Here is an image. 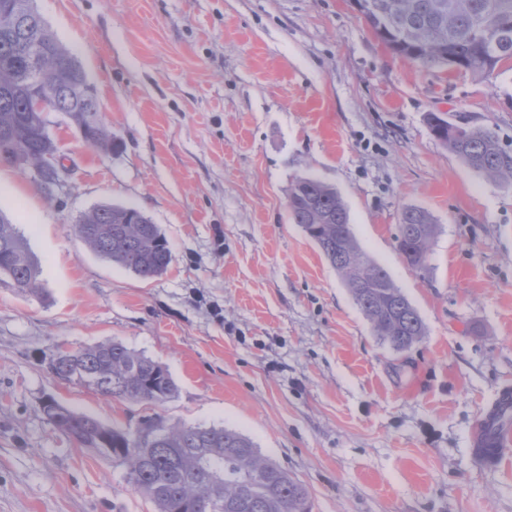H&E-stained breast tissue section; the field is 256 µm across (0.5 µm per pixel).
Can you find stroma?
<instances>
[{"instance_id": "stroma-1", "label": "stroma", "mask_w": 512, "mask_h": 512, "mask_svg": "<svg viewBox=\"0 0 512 512\" xmlns=\"http://www.w3.org/2000/svg\"><path fill=\"white\" fill-rule=\"evenodd\" d=\"M119 141L103 155L48 115L68 173L53 196L0 162V211L44 296L0 284V512H153L123 467L78 447L47 398L108 425L144 406L59 381L61 347L119 341L163 364L171 424L252 439L312 512H512L474 424L512 388V186L431 136L430 112L512 150V67L483 81L392 53L352 0H36ZM336 188L363 250L421 316V342L376 339L335 269L289 218L292 181ZM103 203L158 224L173 260L144 281L71 232ZM439 233L420 277L396 248L402 209Z\"/></svg>"}]
</instances>
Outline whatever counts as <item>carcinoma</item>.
Wrapping results in <instances>:
<instances>
[{
    "mask_svg": "<svg viewBox=\"0 0 512 512\" xmlns=\"http://www.w3.org/2000/svg\"><path fill=\"white\" fill-rule=\"evenodd\" d=\"M15 0H0V146H12L37 163L57 146L32 111L34 86L49 84L51 104L63 113L84 145L101 153L116 148L96 99L83 97L86 74L39 13H21ZM355 8L395 54L424 67L486 78L512 62V0H355ZM43 48L39 73L27 65L32 45ZM433 138L473 171L512 184V150L489 127L454 124L430 112ZM59 163L42 173L45 193L63 178ZM288 210L340 276L370 322L377 339L404 352L425 336L416 308L389 273L359 245L347 207L332 186L300 177L288 188ZM73 233L94 253L142 280L163 274L172 262L165 235L136 207L100 204L82 213ZM438 232L432 214L419 207L401 213L396 237L403 261L416 273L430 272L429 249ZM40 264L16 225L0 212V281L38 295ZM56 378L118 401L147 406L172 399L177 387L166 368L112 341L59 351L49 364ZM48 422L83 448L127 470L131 487L155 512H311L307 488L288 470L259 452L250 438L224 426L169 425L146 415L137 429L108 426L56 403L43 406Z\"/></svg>",
    "mask_w": 512,
    "mask_h": 512,
    "instance_id": "cac0c4a2",
    "label": "carcinoma"
}]
</instances>
